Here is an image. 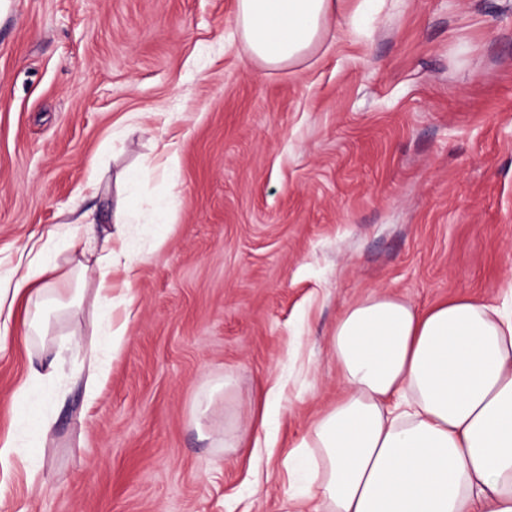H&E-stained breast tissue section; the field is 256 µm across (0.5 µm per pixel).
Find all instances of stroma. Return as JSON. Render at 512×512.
Returning a JSON list of instances; mask_svg holds the SVG:
<instances>
[{
    "mask_svg": "<svg viewBox=\"0 0 512 512\" xmlns=\"http://www.w3.org/2000/svg\"><path fill=\"white\" fill-rule=\"evenodd\" d=\"M236 12L0 0V270L45 244L59 297L82 292L0 351V440L27 444L30 371L60 377L42 465L15 457L0 512H284L288 454L342 391L330 334L349 304L512 287V0H344L271 69ZM165 144L177 168L151 169ZM83 214L140 253L135 304L108 324L79 232L48 237ZM110 324L122 348L90 400Z\"/></svg>",
    "mask_w": 512,
    "mask_h": 512,
    "instance_id": "1",
    "label": "stroma"
}]
</instances>
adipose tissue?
<instances>
[{
  "mask_svg": "<svg viewBox=\"0 0 512 512\" xmlns=\"http://www.w3.org/2000/svg\"><path fill=\"white\" fill-rule=\"evenodd\" d=\"M341 0H238L249 55L304 57ZM31 264L0 276V347L63 305ZM345 390L288 456L294 512H512V306L455 298L420 311L372 291L331 334Z\"/></svg>",
  "mask_w": 512,
  "mask_h": 512,
  "instance_id": "obj_1",
  "label": "adipose tissue"
}]
</instances>
